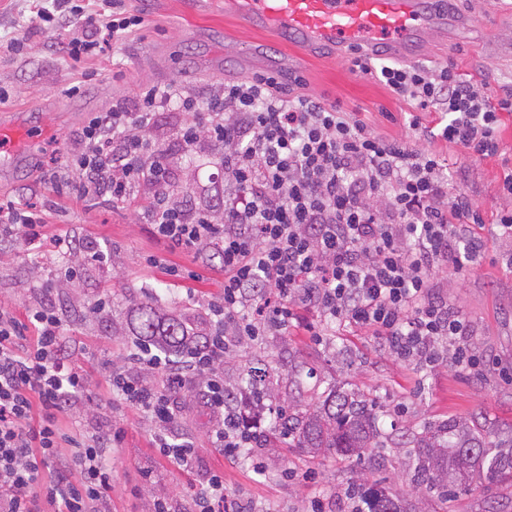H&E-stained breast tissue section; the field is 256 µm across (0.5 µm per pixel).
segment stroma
<instances>
[{"label": "stroma", "mask_w": 512, "mask_h": 512, "mask_svg": "<svg viewBox=\"0 0 512 512\" xmlns=\"http://www.w3.org/2000/svg\"><path fill=\"white\" fill-rule=\"evenodd\" d=\"M180 0H127L144 18L118 54L93 60L76 69L63 51L72 34L41 21L28 0H0V89L9 99L0 104V120L18 133L41 126L50 133L0 173V202L54 198L50 188L34 189L39 166L63 162L78 147L77 134L87 117L130 99L140 85L176 82L207 96L219 82L243 81L257 74L293 75L305 81L303 92L344 111L363 113L384 136L402 138L425 148L424 134L404 121L409 106L384 84L353 71L350 61L323 52L309 55L285 37L242 25L229 0L216 9L184 13ZM448 16L475 13L478 24L467 31L448 30L444 42L429 45L420 60L451 59L464 78L504 94L512 89V0H445ZM26 36L20 54L8 46ZM502 155L469 165L463 148L450 144L443 153L452 166H466L458 187L486 207L484 248L475 269L442 283L449 301L472 321L471 346L483 372L474 376L451 362L430 368L401 360L383 340L339 323H327L315 312L304 313V326L272 331L234 348L224 358L225 387L238 386L249 368H270L281 399L298 395L309 400L328 385L353 386L369 392L385 411L383 429L417 431L425 423L451 416L478 417L494 428L512 420V243L499 239L493 205L502 180L512 171V116L500 128ZM177 184L202 189V199L220 207L218 190L224 175L218 163L203 165L180 154L171 157ZM69 232L73 247L59 253L52 247L30 251L23 244L0 254V307L26 321L31 309L48 303L59 315L66 360L83 370L87 390L81 404L60 418L63 429L94 434L106 424L122 428L124 437L106 451L112 469L108 492L112 512H153L164 500L173 512H197L195 488L209 474L224 477V491L249 502L254 512H311L323 501L325 512H347L341 492L358 480L364 485L410 495L405 449L385 448L384 466H351L335 454L310 457L294 448H264L239 461L212 448L210 413L191 392L180 397L175 430L191 439L197 466L174 467L155 446L151 423L109 391V366L133 363L132 337L113 335L133 304L152 301L162 310H204L224 293V276L187 252L170 251L149 232L141 212L100 200L69 197L59 200L47 216V233ZM109 251L104 264L86 260L89 249ZM159 265L148 264V257ZM188 272L172 276L169 265ZM79 268L78 279L60 278V268ZM100 298L110 304L101 314L90 311ZM512 512V485L482 484L448 505L449 512H487L490 505Z\"/></svg>", "instance_id": "1"}]
</instances>
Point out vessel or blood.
Listing matches in <instances>:
<instances>
[{"label":"vessel or blood","mask_w":512,"mask_h":512,"mask_svg":"<svg viewBox=\"0 0 512 512\" xmlns=\"http://www.w3.org/2000/svg\"><path fill=\"white\" fill-rule=\"evenodd\" d=\"M236 12L246 26L263 25L338 57L366 56L382 45L409 57L447 23H470L429 12L425 0H237Z\"/></svg>","instance_id":"obj_1"}]
</instances>
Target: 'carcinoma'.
Masks as SVG:
<instances>
[{
	"instance_id": "1",
	"label": "carcinoma",
	"mask_w": 512,
	"mask_h": 512,
	"mask_svg": "<svg viewBox=\"0 0 512 512\" xmlns=\"http://www.w3.org/2000/svg\"><path fill=\"white\" fill-rule=\"evenodd\" d=\"M131 335L146 349L181 354L202 333L186 319L165 315L152 304L137 306ZM249 393L257 402L273 401L277 393L268 369L250 370ZM274 422L268 443H288L306 453L334 452L342 459L382 463L380 449L388 435L381 429V406L358 388L332 386L302 406L294 401L272 406ZM409 485L448 507V502L484 481L512 484V423L490 429L478 421L450 417L423 425L408 441ZM350 498L363 504L355 512H419L412 500L400 494L374 491L356 483Z\"/></svg>"
}]
</instances>
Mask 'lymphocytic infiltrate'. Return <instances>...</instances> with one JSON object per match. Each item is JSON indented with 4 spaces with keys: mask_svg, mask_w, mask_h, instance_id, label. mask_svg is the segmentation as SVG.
Masks as SVG:
<instances>
[{
    "mask_svg": "<svg viewBox=\"0 0 512 512\" xmlns=\"http://www.w3.org/2000/svg\"><path fill=\"white\" fill-rule=\"evenodd\" d=\"M39 13L49 25L80 29L66 46L75 63L108 55L144 23L125 0H52ZM351 63L410 103L409 129L421 128L423 113H438L431 147L385 137L359 113L300 94L302 77H293L287 92L278 77L257 74L204 100L176 83L142 88L132 101L91 116L66 163L39 174L60 199L130 204L150 189L142 216L152 234L198 260H219L224 295L209 303L213 330L187 364L204 381L202 400L215 418L211 444L228 458L258 447L262 435L245 431L224 401L227 349L297 326L303 312L370 332L399 356L428 364L443 338L459 368L480 365L469 352L472 322L437 282L462 272L482 248L484 211L450 188L452 171L437 145L461 146L474 162L499 154L512 93L481 91L450 63L377 66L360 56ZM167 113L175 119L161 143L148 131ZM212 147L220 148L224 171L219 216L177 188L167 161L175 152ZM48 210L0 204V237L34 250L71 247L66 234L47 237ZM62 336L50 308L31 310L24 323L0 309V512H111L104 450L121 434L60 427L59 414L86 391L84 374L63 358ZM184 386L173 369L158 386L128 372L109 376L110 390L155 425L160 452L190 470L197 464L193 445L171 432ZM57 462L79 472V480L52 476Z\"/></svg>",
    "mask_w": 512,
    "mask_h": 512,
    "instance_id": "1",
    "label": "lymphocytic infiltrate"
}]
</instances>
